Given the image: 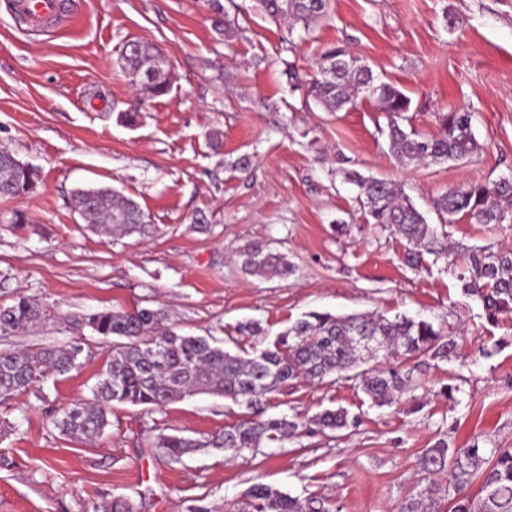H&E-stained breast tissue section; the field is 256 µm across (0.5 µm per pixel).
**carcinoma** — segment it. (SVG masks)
Listing matches in <instances>:
<instances>
[{
  "label": "carcinoma",
  "instance_id": "carcinoma-1",
  "mask_svg": "<svg viewBox=\"0 0 512 512\" xmlns=\"http://www.w3.org/2000/svg\"><path fill=\"white\" fill-rule=\"evenodd\" d=\"M260 4L272 19L287 18L292 27L307 33L327 15L329 0H260ZM145 63L154 66L153 78L132 85L144 96L167 94L170 84L155 46L127 42L118 60L120 68L131 77ZM312 69L308 93L328 112L354 107L360 96L374 89L371 97L387 119L390 150L406 166L462 161L482 149L472 129L473 113L465 108L438 114L435 136L406 129L401 120L410 110L411 99L391 83L376 82L372 70L340 44L323 48L314 57ZM38 179L37 169L23 168L10 152L0 151V197L28 193ZM348 179L360 188L358 199L374 223L395 227L406 240L403 262L407 266L418 269L425 265L427 255L436 261L448 255L398 182L357 174ZM76 203L84 221L105 232H147L148 215L131 198L89 189L77 194ZM435 207L450 219L462 214L478 224H512V177L453 188L436 200ZM460 256L463 262L457 279L465 294L480 301L487 320L496 322L511 314L512 251L483 246L465 248ZM240 258L248 274L286 278L293 272L285 255L259 242L247 245ZM43 316L37 302L20 297L0 307V330L21 332ZM83 320L106 343L107 360L92 399L77 402L56 416L54 426L62 435L86 441L100 438L111 424L115 405L153 411L193 395L209 394L245 409L233 424L211 438L159 436L157 447L175 463L200 448H212L234 460L294 436L302 426L299 415L269 414L273 395L290 381L321 383L350 371V378L360 380L371 401L383 406L392 403L394 393L411 381L412 371L402 370L399 361L445 360L456 349L455 341L427 320L400 315L389 319L374 312L346 316L308 312L268 346L255 347L246 357L225 348L224 340L214 336L177 332L164 324L161 311L149 307L102 310ZM358 334L376 337L381 352H366L356 340ZM82 352V343L77 341L64 347L1 349L0 403L30 391L50 374L69 373L79 366ZM370 361L375 366L358 370ZM315 423L336 431L348 425L347 413L328 409L316 416ZM444 471L451 477L446 490L429 481V476ZM420 472L428 484L403 502L401 512H440L444 495L452 503L449 512H512V448H499L479 437L465 448H450L440 440L424 451ZM476 479L482 496L474 500L467 489ZM90 512H134V507L128 499L114 497L92 506ZM237 512H304V506L286 492L256 483L245 492Z\"/></svg>",
  "mask_w": 512,
  "mask_h": 512
}]
</instances>
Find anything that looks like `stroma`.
Wrapping results in <instances>:
<instances>
[{"label":"stroma","instance_id":"1","mask_svg":"<svg viewBox=\"0 0 512 512\" xmlns=\"http://www.w3.org/2000/svg\"><path fill=\"white\" fill-rule=\"evenodd\" d=\"M227 2L68 0L63 20L37 34L0 0V150L40 175L34 192L0 198V306L22 295L47 312L0 345L85 343L78 370L0 403V512H83L118 496L136 512H228L257 481L328 512H399L436 441L463 448L481 436L512 448V314L489 323L449 263L406 266L404 239L361 210L346 178L400 182L443 244L512 249V225L448 223L433 208L448 189L512 174V0H331L304 36L256 0L225 13ZM129 40L157 45L170 78L132 123L124 113L135 92L117 64ZM334 42L410 97L416 131L437 134L438 113L473 112L481 151L405 166L374 100L340 112L316 105L311 62ZM243 156L251 172L236 170ZM84 187L134 199L150 234L91 229L76 209ZM17 212L25 223H14ZM253 242L284 254L293 274L245 273L238 254ZM136 307L201 336L255 321L268 342L314 310L406 315L452 336L458 355L414 371L382 407L345 378L289 382L273 412L301 413L299 435L253 458L204 448L175 464L158 435L218 434L240 407L209 395L152 412L118 405L92 444L53 424L90 397L105 358L83 315ZM338 408L351 425L320 430L315 416Z\"/></svg>","mask_w":512,"mask_h":512}]
</instances>
